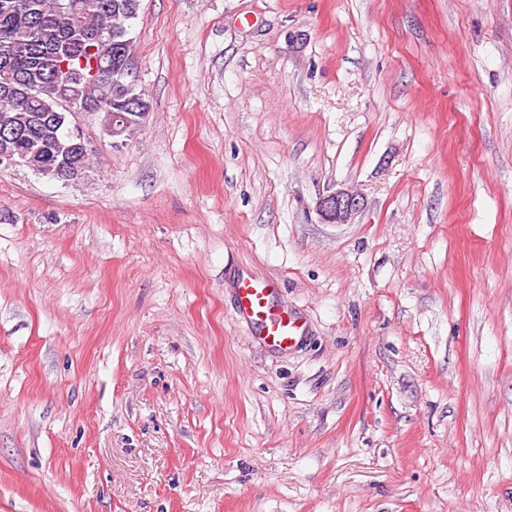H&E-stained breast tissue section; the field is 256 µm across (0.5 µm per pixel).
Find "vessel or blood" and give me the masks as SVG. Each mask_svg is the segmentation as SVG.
I'll use <instances>...</instances> for the list:
<instances>
[{
	"instance_id": "obj_1",
	"label": "vessel or blood",
	"mask_w": 512,
	"mask_h": 512,
	"mask_svg": "<svg viewBox=\"0 0 512 512\" xmlns=\"http://www.w3.org/2000/svg\"><path fill=\"white\" fill-rule=\"evenodd\" d=\"M275 284L251 275L240 276L236 288V314L269 347L289 350L308 334L307 324L288 308L276 305Z\"/></svg>"
}]
</instances>
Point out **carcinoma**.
<instances>
[{
	"label": "carcinoma",
	"mask_w": 512,
	"mask_h": 512,
	"mask_svg": "<svg viewBox=\"0 0 512 512\" xmlns=\"http://www.w3.org/2000/svg\"><path fill=\"white\" fill-rule=\"evenodd\" d=\"M140 0H0V153L53 180L85 173L90 144L73 113L148 112L137 84L120 93L92 61L132 55Z\"/></svg>",
	"instance_id": "1"
}]
</instances>
